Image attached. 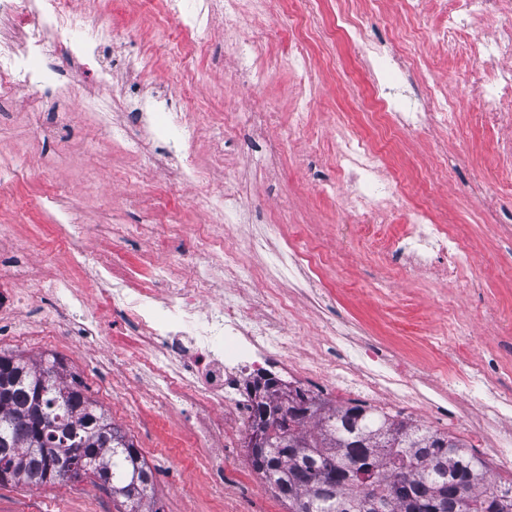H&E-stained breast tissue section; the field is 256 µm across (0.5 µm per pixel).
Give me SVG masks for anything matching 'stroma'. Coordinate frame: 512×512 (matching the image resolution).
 <instances>
[{
	"label": "stroma",
	"mask_w": 512,
	"mask_h": 512,
	"mask_svg": "<svg viewBox=\"0 0 512 512\" xmlns=\"http://www.w3.org/2000/svg\"><path fill=\"white\" fill-rule=\"evenodd\" d=\"M71 6L78 11L96 8L126 39L101 52L99 61L110 75L104 82L83 80L82 100L68 98L39 109L19 87L0 101V225H15L27 239L30 264L52 261L61 276L70 277L67 246L57 231L70 207L76 208L79 223L88 227L85 249H116L135 265L163 260V242L136 231L116 242L107 231L109 225L137 229L168 224L192 238L199 225L210 223L209 214L193 202L194 189L172 195L155 186L149 151L110 148L82 104L86 98L112 103L115 122L124 123L123 103L130 98L126 59L137 54L151 59L140 84L144 98L171 88L174 67L183 64L193 72L194 81L176 107L196 115L189 132L192 156L218 188L224 185V160L234 162L233 187L252 221L225 225L224 239L237 246L241 263L262 284L287 297L286 335L314 354L325 351L318 328L326 321L345 335L378 341L390 355L419 367V387L441 393L452 411L465 409L477 415V407L466 406L454 382L468 372L469 357H449L447 373L434 371L427 334L435 332L452 344L477 337L484 342V359L512 364V327L499 321L500 315L512 312V192L495 178L480 176L492 155L495 133L476 122L479 101H459L452 128L404 131L400 145L377 173L383 181L399 174L410 177L409 189L395 199L397 212L419 205L447 212L452 231L472 255L464 278L444 286L431 284L423 276L407 274L400 265L381 262L372 233L357 213L346 218L347 241L336 238V196L344 182L336 163V129L353 117L362 135L371 132L362 100L350 96L347 84L357 85L363 95L380 93L389 106L408 112L417 109L425 92L424 72H434L451 90L464 74L483 66L478 58L457 62L438 48L437 9L426 5L417 22L419 37L411 42L403 38L405 21L398 0H380L374 16L364 22L366 38L416 59L419 69L411 77L394 80L370 72L349 44L318 38L308 43L313 83L304 87L283 61L295 28L285 23L279 10L257 14L252 0H242L231 21L216 19L201 35L202 51L182 60L175 55L181 31L173 25L159 28L143 0H71ZM258 26L277 30L278 37L270 50L269 77L250 91L231 78L236 65L232 47ZM333 59L341 63L336 79L326 71ZM304 96L311 101L306 120L310 129L323 131L324 146H316L307 132L293 127L296 106ZM263 107L276 114L270 137L285 145L277 158L269 156L264 140L245 131L226 135L221 123L224 113L245 114ZM59 108L67 113L65 125L45 134L44 124L52 123ZM313 246L335 261L321 288L297 278L289 261L291 253ZM101 329V336L89 345L45 340L22 345L0 335V351L37 361L56 357L66 376L83 379L88 396L124 428L153 469L160 512H287L262 480L250 488L228 481L218 489L208 482L184 430L191 416L188 409L160 410L127 422L126 401L113 398L111 392L114 371L106 360L111 321L103 320ZM119 506L85 477L40 488L0 486V512H118Z\"/></svg>",
	"instance_id": "obj_1"
}]
</instances>
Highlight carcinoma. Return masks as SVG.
<instances>
[{"instance_id": "cac0c4a2", "label": "carcinoma", "mask_w": 512, "mask_h": 512, "mask_svg": "<svg viewBox=\"0 0 512 512\" xmlns=\"http://www.w3.org/2000/svg\"><path fill=\"white\" fill-rule=\"evenodd\" d=\"M265 402L253 407L249 465L288 512H512V481L499 484L485 462L457 438L362 403L327 408L302 393H283L267 376ZM0 484L33 487L93 477L121 500L124 512L153 508L154 477L138 448L58 360L33 362L0 353ZM40 400L49 425L30 417Z\"/></svg>"}]
</instances>
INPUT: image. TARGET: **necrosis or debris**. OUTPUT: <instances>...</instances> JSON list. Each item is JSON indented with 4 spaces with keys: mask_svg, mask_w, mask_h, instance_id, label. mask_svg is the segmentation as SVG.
I'll use <instances>...</instances> for the list:
<instances>
[{
    "mask_svg": "<svg viewBox=\"0 0 512 512\" xmlns=\"http://www.w3.org/2000/svg\"><path fill=\"white\" fill-rule=\"evenodd\" d=\"M504 3L455 0L438 32L448 55L475 50L483 57L484 75L460 87L457 97L478 96L483 102L479 118L493 126H512V112L503 107L504 101L512 100V20L497 30L491 42L479 45L463 41L461 31L471 18L501 12ZM163 5L165 19L184 26L183 47L191 52L199 45L197 36L205 19L221 13L233 16L239 0H198L194 6L189 0H163ZM114 40L110 19L75 13L70 0H0V90L22 87L33 101H42L55 83L54 74L42 68L48 56L67 55L71 70L77 72ZM270 41L268 30L257 29L239 42L238 82L249 85L262 78ZM422 105V111L403 114L389 111L383 98L372 96L367 110L379 129L377 141L365 140L354 122H347L337 130L336 161L345 177L360 180L347 205L365 214L373 231H387L382 245L387 256L402 259L409 273H426L443 283L462 278L468 267L470 256L463 243L449 232L446 221L432 218L422 208L409 213L398 230H391L394 189L375 177L385 162V144L396 142L401 131L411 126H447L452 99L436 81H428ZM85 107L111 134L114 148H141L132 127L145 121L144 104L136 105L131 124L123 126L113 124L109 107L90 101ZM153 177L168 188L197 186L217 222L238 224L245 219L235 194L215 191L190 159L174 168L165 159H154ZM58 230L68 245L70 265L82 276L79 286L60 279L55 267L46 264L40 271V286L33 291L26 286L28 262H0V334L20 344L33 336L87 340L92 333L79 309L88 301L103 309L112 319L113 334L120 338V348L110 360L125 371L113 380V395L126 400L134 418L147 407H190L193 416L187 429L193 447L201 451L197 464L215 486L224 484L225 446L236 443L250 421L243 387L249 377L266 373L272 362L283 363L313 382L314 398L331 395L340 400L356 391L388 397L393 409L410 414L418 376L412 364L384 357L381 347L371 344L341 345L332 328L321 338L328 355L302 351L281 327L287 301L274 289L257 287L254 275L242 270L233 246L199 239L208 261L197 278L182 284L169 279L163 269L129 264L120 253L103 256L85 251L86 227L76 217H69ZM219 271L234 282L233 292L224 291L223 279L215 277ZM36 302L49 306V314L39 321L20 319V311ZM459 382L477 396L482 423L473 429L475 447H511L512 434L490 440L485 423L512 412V376L498 364L479 359Z\"/></svg>",
    "mask_w": 512,
    "mask_h": 512,
    "instance_id": "4bbe7bcc",
    "label": "necrosis or debris"
}]
</instances>
